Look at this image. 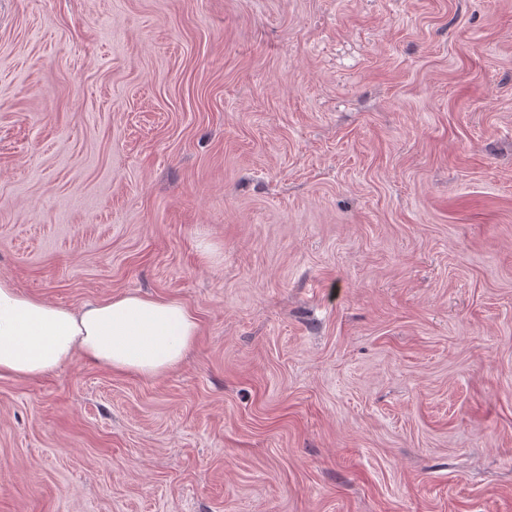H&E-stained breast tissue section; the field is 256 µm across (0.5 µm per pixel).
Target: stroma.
<instances>
[{
	"instance_id": "stroma-1",
	"label": "stroma",
	"mask_w": 512,
	"mask_h": 512,
	"mask_svg": "<svg viewBox=\"0 0 512 512\" xmlns=\"http://www.w3.org/2000/svg\"><path fill=\"white\" fill-rule=\"evenodd\" d=\"M187 359L0 379V512H512V0H0V277Z\"/></svg>"
}]
</instances>
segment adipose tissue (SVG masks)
I'll return each instance as SVG.
<instances>
[{
  "label": "adipose tissue",
  "instance_id": "1",
  "mask_svg": "<svg viewBox=\"0 0 512 512\" xmlns=\"http://www.w3.org/2000/svg\"><path fill=\"white\" fill-rule=\"evenodd\" d=\"M198 334L196 317L179 301L119 293L68 309L0 278V378L40 377L77 355L154 378L180 364Z\"/></svg>",
  "mask_w": 512,
  "mask_h": 512
}]
</instances>
